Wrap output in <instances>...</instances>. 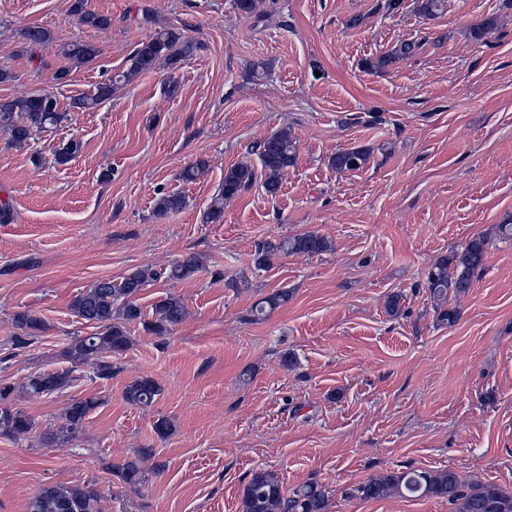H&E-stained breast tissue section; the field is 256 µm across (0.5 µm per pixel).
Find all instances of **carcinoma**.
Wrapping results in <instances>:
<instances>
[{
    "mask_svg": "<svg viewBox=\"0 0 512 512\" xmlns=\"http://www.w3.org/2000/svg\"><path fill=\"white\" fill-rule=\"evenodd\" d=\"M72 12L85 25L106 28L112 19L86 9L85 0H74ZM21 37L27 46H42L52 40L51 32L42 27H27ZM422 43L401 42L388 53L369 63L376 70L385 69L394 63L418 54ZM196 49V43L183 33L161 29L147 41L140 43L129 56L127 69L115 77V81L128 82L134 76L156 68L160 63H176L189 57ZM62 53L79 64L94 61L99 53L89 43L73 42L62 46ZM112 93V84H101L92 95L74 99L73 107L91 110L107 100ZM59 111L57 99L49 93H36L27 97L0 99V132L16 143L25 142L32 133L56 126L64 119ZM257 155L264 172L263 188L271 196L280 188L281 176L296 163L297 148L290 131L282 128L251 147ZM370 152L364 148H349L337 152L331 165L340 172L364 168ZM208 170V162L198 159L188 164L180 173L185 182H194ZM256 180L251 164L244 162L224 171V179L213 194L205 211V221L217 224L224 217V203L249 189ZM186 206V197L180 193L164 194L156 203V212L163 216L175 213ZM489 246V239L478 236L469 240L461 250L435 262L426 276V286L433 301L434 312L439 321L449 325L458 319V311L448 306L451 298L464 294L472 286L475 274L483 270ZM329 249L328 240L315 233L288 236L279 240L265 239L255 247V264L271 266L272 260L282 254H320ZM202 269V261L190 256L161 270L136 268L124 275L118 282L110 279L99 280L79 293L71 307L82 320L91 323L96 332L88 336H75L66 349V358L71 364L61 371L35 372L27 377L24 388L35 396H50L68 388L75 380L73 372L83 365L91 366L95 377L107 379L117 366L109 361L112 355L127 350L129 336L127 325L140 321L143 311L136 303V297L149 283L160 279L180 282L194 277ZM290 294L286 289L272 292L254 303L250 320L265 318L275 309L288 302ZM155 320L146 323L149 331L164 336L182 323L186 307L181 298L168 296L154 306ZM16 326L23 335L14 339V346L23 348L31 344L36 333L43 331L40 319L27 313L15 316ZM14 392L11 385H0V435L17 438L30 433L35 422L22 411H15L4 405ZM160 386L151 378H139L130 382L124 391L125 400L140 407L153 404L160 395ZM98 406L94 398L80 399L69 404L63 411L61 424L56 430L41 434L40 444L54 448L65 440L72 439L82 429L88 414ZM149 457V451L142 450L139 459L128 461L118 469L123 483L140 486L146 481V470L142 463ZM398 494L402 497H437L455 506L456 512H512V491L492 482L466 479L457 472L447 469L430 471L407 469L387 471L369 477L353 489L344 492V498L359 497L363 500L380 499ZM101 496L88 484L45 485L30 504V512H101ZM242 512H327L329 495L325 487L309 482L289 491L277 476L264 469L256 470L244 485L241 497Z\"/></svg>",
    "mask_w": 512,
    "mask_h": 512,
    "instance_id": "1",
    "label": "carcinoma"
}]
</instances>
